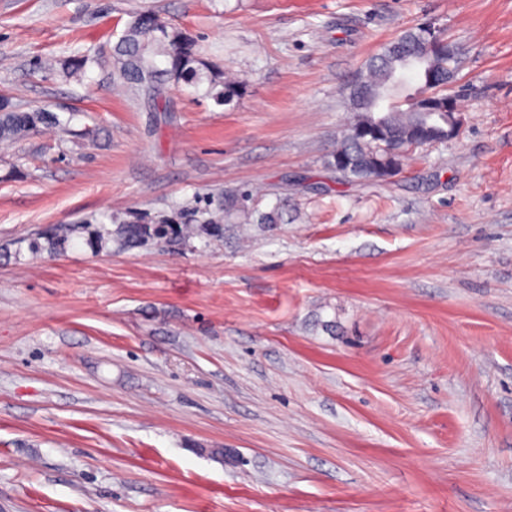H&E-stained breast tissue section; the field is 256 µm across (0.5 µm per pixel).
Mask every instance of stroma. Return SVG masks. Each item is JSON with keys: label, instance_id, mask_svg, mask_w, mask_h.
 <instances>
[{"label": "stroma", "instance_id": "obj_1", "mask_svg": "<svg viewBox=\"0 0 512 512\" xmlns=\"http://www.w3.org/2000/svg\"><path fill=\"white\" fill-rule=\"evenodd\" d=\"M142 10L242 97L114 76ZM424 22L459 135L340 180L348 87ZM3 99L64 125L0 143V512H512V0H0ZM242 193L281 223L29 249ZM97 60V55L95 53L91 54L90 51L82 55L67 57L61 64L63 77L73 78L79 76L81 73H84L89 64L96 63Z\"/></svg>", "mask_w": 512, "mask_h": 512}]
</instances>
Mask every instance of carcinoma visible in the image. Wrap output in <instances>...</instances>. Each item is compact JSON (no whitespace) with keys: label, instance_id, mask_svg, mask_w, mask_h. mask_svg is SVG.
Wrapping results in <instances>:
<instances>
[{"label":"carcinoma","instance_id":"carcinoma-1","mask_svg":"<svg viewBox=\"0 0 512 512\" xmlns=\"http://www.w3.org/2000/svg\"><path fill=\"white\" fill-rule=\"evenodd\" d=\"M166 67L159 71L155 57ZM112 64L119 76L140 86L139 76L152 73L143 88L152 101L160 96L159 75L169 80L207 83L206 94L222 104L240 97L243 85L214 72L201 58L196 41L168 26L157 14L143 11L132 17L123 35L112 46ZM89 52L62 62L65 78L81 75L97 62ZM456 56L448 53L444 32L427 23L405 29L385 44L368 63L365 78L355 82L348 95L353 117L336 141L328 165L350 182H388L402 173L408 153L415 147L448 140V70ZM59 125V117L41 108L19 112L0 105V143L14 142L41 125ZM282 212L255 213L236 196L209 212L203 224H121L113 230L105 224H57L40 235L44 243L31 245L35 254L63 252L74 238L85 234L86 244L101 250L116 241L124 246L151 239L183 243L206 234L218 237L224 224H277Z\"/></svg>","mask_w":512,"mask_h":512}]
</instances>
